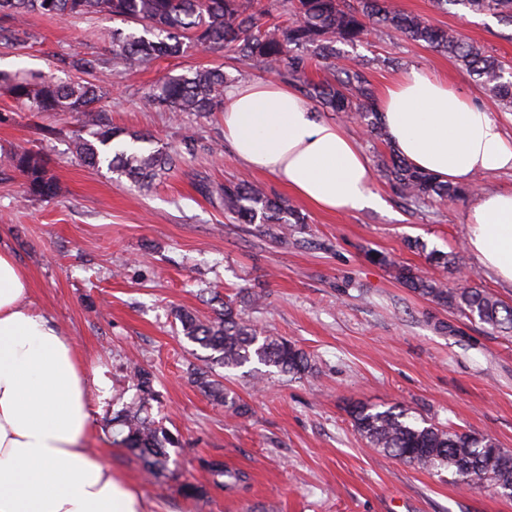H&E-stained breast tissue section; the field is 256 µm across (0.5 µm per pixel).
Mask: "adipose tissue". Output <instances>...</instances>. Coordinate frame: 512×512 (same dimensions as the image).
<instances>
[{
  "label": "adipose tissue",
  "mask_w": 512,
  "mask_h": 512,
  "mask_svg": "<svg viewBox=\"0 0 512 512\" xmlns=\"http://www.w3.org/2000/svg\"><path fill=\"white\" fill-rule=\"evenodd\" d=\"M378 110L395 151L441 181L512 170V139L490 108L410 68ZM224 142L253 170L328 212L380 207L358 143L276 80L224 93ZM472 256L512 284V188L480 191L466 217ZM30 283L0 250V512H150L135 485L85 440L89 383L72 342L29 301Z\"/></svg>",
  "instance_id": "1"
}]
</instances>
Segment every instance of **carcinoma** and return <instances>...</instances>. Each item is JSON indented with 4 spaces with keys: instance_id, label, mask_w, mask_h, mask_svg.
<instances>
[{
    "instance_id": "carcinoma-1",
    "label": "carcinoma",
    "mask_w": 512,
    "mask_h": 512,
    "mask_svg": "<svg viewBox=\"0 0 512 512\" xmlns=\"http://www.w3.org/2000/svg\"><path fill=\"white\" fill-rule=\"evenodd\" d=\"M439 9L461 6L475 14H492L512 26V0H433ZM278 11L288 23L270 22ZM30 14L52 17L96 16L120 19L138 25L142 32L114 29L107 33L106 57L75 55L68 68L82 74H103L117 67L134 69L162 57L177 56L194 45L205 50L221 49L240 63L276 73L296 85L303 97L327 112L356 119L377 139L386 132L377 110V92L369 77L371 61L360 59L332 70L331 77L314 81L308 71L330 64L339 54L338 43L354 44L373 31L401 36L446 53L477 77L489 98L500 108L512 110V72L498 59L467 41L458 32L434 26L419 15L402 12L391 0H0V42L19 40L22 24ZM11 97L27 112H71L78 115L91 139L80 135L71 143L72 154L88 167L107 165L108 170L139 186H149L158 177L176 169L181 153L157 149L149 153L136 146L145 137L131 133L132 148H112L123 131L103 121L95 104L108 89L83 78L57 81L47 75L5 80ZM224 71L199 68L163 83L156 103L179 115H204L224 106ZM13 164L26 179L30 197L54 199L62 187L50 175L45 157L31 149L13 153ZM378 171L404 200L413 204L447 203L472 193L473 187L437 180L392 153L378 159ZM224 212L241 224H276L278 234L306 223L298 208L249 181L228 184L220 191ZM401 282L430 301L473 318L491 330L512 333V305L465 282L451 290L410 270L399 272ZM182 334L210 351L206 366L189 365L188 373L199 389L237 416L249 407L224 386L216 368L233 369L255 363L253 378L271 374L295 378L312 370L309 356L283 336L258 329L246 308L220 302L217 317L204 322L188 310L176 312ZM132 387L138 401L125 406L109 421L113 443L129 449L156 478L170 472L171 455L179 438L148 414L146 404L156 400L154 375L134 368ZM353 425L368 447L376 448L419 470L446 469L456 483L488 484L512 497V451L498 447L490 438L444 428L417 417L400 406L378 407L354 404L349 409ZM203 481L181 485L184 497L196 499L206 487H233L243 476L220 462L202 464Z\"/></svg>"
}]
</instances>
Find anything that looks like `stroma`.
Returning <instances> with one entry per match:
<instances>
[{
  "mask_svg": "<svg viewBox=\"0 0 512 512\" xmlns=\"http://www.w3.org/2000/svg\"><path fill=\"white\" fill-rule=\"evenodd\" d=\"M395 2L462 33L512 69V27L493 15L460 6L443 11L432 0ZM103 26L96 18L29 17L24 42L0 44V73L72 79L62 56L106 53ZM363 56L401 62L397 69L372 67L376 90L419 67L488 99L472 75L427 46L375 32L336 63ZM203 67L222 69L238 84L267 77L223 52L197 48L104 77L109 93L97 107L106 121L183 157L148 188L73 158L76 115L21 111L0 87V246L26 271L32 306L74 340L87 375L106 381V395H90L91 447L164 512H512V497L493 487L466 488L447 472L418 470L367 447L348 414L359 402L401 405L512 451V337L419 296L396 276L404 267L452 289L463 272L476 271L480 288L512 303V286L496 282L468 251L469 200L409 206L377 177L383 207L317 210L225 148L221 113L175 120L147 101L166 78ZM189 130L198 138L192 147L183 140ZM20 146L45 156L63 195L26 197L25 178L12 162ZM244 179L301 209L306 224L284 239L236 223L220 190ZM416 239L427 250L455 253L456 265H431L410 248ZM374 252L389 265L372 261ZM216 294L236 302L249 297L252 319L295 342L313 364L302 378L274 375L261 387L244 369L225 370L226 387L250 409L243 417L228 415L191 381L187 367L202 365L206 351L184 338L174 318L178 309L214 318ZM137 366L155 376L153 417L180 440L176 464L160 480L105 431L113 396L136 394L130 373ZM206 460L242 472L244 481L185 498L181 484L199 476Z\"/></svg>",
  "mask_w": 512,
  "mask_h": 512,
  "instance_id": "obj_1",
  "label": "stroma"
}]
</instances>
